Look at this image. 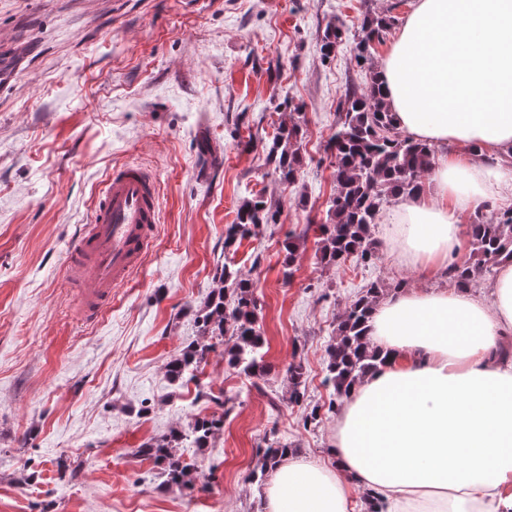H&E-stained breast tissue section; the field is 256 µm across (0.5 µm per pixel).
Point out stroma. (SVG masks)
<instances>
[{"mask_svg":"<svg viewBox=\"0 0 512 512\" xmlns=\"http://www.w3.org/2000/svg\"><path fill=\"white\" fill-rule=\"evenodd\" d=\"M413 0H0V512H259L249 481L266 432L298 455L328 459L326 349L366 284L428 282L372 228L374 257L325 269L314 225L336 186L326 142L349 83L366 85L384 45L358 65L353 33L366 12L404 20ZM348 31L322 61L325 29ZM293 109H286L285 100ZM298 121L305 162L294 184L260 147ZM159 179L154 242L129 283L92 322L66 283L71 238L88 224L113 168ZM280 208L236 252L224 228L244 200ZM305 239L285 276L282 242ZM255 281L265 361L261 385L210 353L196 379L170 383L166 362L198 337L218 265ZM302 365L304 405L286 370ZM235 407L223 414L220 396ZM323 406L317 424L306 407ZM224 422L208 448L184 449L194 489L163 486L138 448L187 425L200 406ZM76 470L58 480L56 461Z\"/></svg>","mask_w":512,"mask_h":512,"instance_id":"1","label":"stroma"}]
</instances>
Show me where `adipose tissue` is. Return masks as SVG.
<instances>
[{
  "instance_id": "ef3b65f1",
  "label": "adipose tissue",
  "mask_w": 512,
  "mask_h": 512,
  "mask_svg": "<svg viewBox=\"0 0 512 512\" xmlns=\"http://www.w3.org/2000/svg\"><path fill=\"white\" fill-rule=\"evenodd\" d=\"M393 123L459 145L429 171L434 199L396 197L382 231L433 282L374 305L367 340L386 353L342 402L333 464L285 455L262 512H512V263L488 297L446 283L464 210L512 187V0H414L378 69Z\"/></svg>"
}]
</instances>
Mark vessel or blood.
<instances>
[{
  "instance_id": "vessel-or-blood-1",
  "label": "vessel or blood",
  "mask_w": 512,
  "mask_h": 512,
  "mask_svg": "<svg viewBox=\"0 0 512 512\" xmlns=\"http://www.w3.org/2000/svg\"><path fill=\"white\" fill-rule=\"evenodd\" d=\"M159 222L155 177L137 164L113 170L90 224L68 251V276L83 285L82 314L96 319L148 251Z\"/></svg>"
}]
</instances>
